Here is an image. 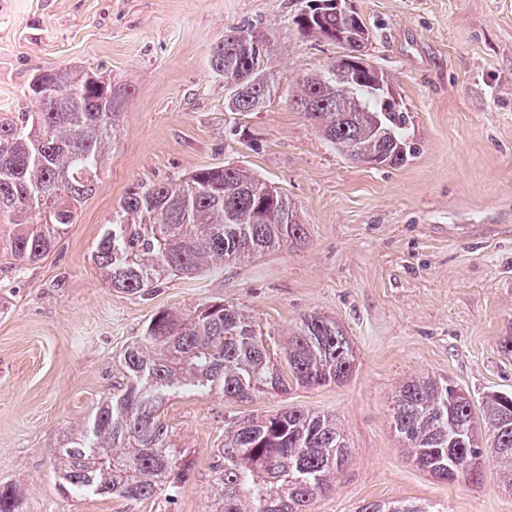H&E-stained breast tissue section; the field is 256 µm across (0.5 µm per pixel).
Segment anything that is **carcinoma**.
<instances>
[{"label": "carcinoma", "instance_id": "carcinoma-1", "mask_svg": "<svg viewBox=\"0 0 512 512\" xmlns=\"http://www.w3.org/2000/svg\"><path fill=\"white\" fill-rule=\"evenodd\" d=\"M294 23L303 34L344 49L302 80L293 102L316 122L339 153L376 167L415 157L419 144L409 113L378 95L387 73L364 58L369 31L357 12L331 0L307 4ZM270 38L247 25L212 53L213 70L229 91L225 108L258 111L274 78L265 66ZM52 93L28 112L0 113V254L37 263L75 223L95 190L112 150L128 94L109 83L87 84L76 67L48 70ZM301 245L305 230L281 189L233 163L203 168L188 180L128 193L103 225L91 260L116 291L146 296L170 276H190L224 264ZM354 349L335 321L301 319L283 354L268 347L248 310L224 301L191 313L163 310L119 356L123 383L56 448L61 487L73 494L143 501L165 489L175 495L191 470L176 447L164 406L188 390H209L237 402L302 387L336 384L353 371ZM391 427L414 464L442 482L463 476L448 464L490 452L500 484L512 488V394L471 396L432 376L400 385ZM490 442L489 448L482 441ZM349 457L336 416L292 407L273 416H243L224 424L214 450L212 512H311ZM22 491L0 484V512H19ZM357 512H438L428 503L369 502Z\"/></svg>", "mask_w": 512, "mask_h": 512}]
</instances>
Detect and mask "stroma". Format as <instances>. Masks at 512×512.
I'll return each mask as SVG.
<instances>
[{"label": "stroma", "mask_w": 512, "mask_h": 512, "mask_svg": "<svg viewBox=\"0 0 512 512\" xmlns=\"http://www.w3.org/2000/svg\"><path fill=\"white\" fill-rule=\"evenodd\" d=\"M369 59L412 120L419 154L400 166L353 162L293 108L299 80L341 55L301 35L304 0H0V113L30 105L43 70L78 65L126 84L122 117L96 191L36 264L0 257V483L21 512H209L212 453L227 420L305 407L336 415L347 463L315 512L410 500L446 512H512L495 468L435 481L391 428L396 387L430 374L479 399L512 391V0H351ZM273 47L274 90L233 119L213 49L244 25ZM226 163L295 203L304 245H286L139 297L108 288L90 254L127 192ZM223 300L247 309L276 345L301 317L336 320L357 361L342 385L240 403L200 390L164 414L193 470L176 495L142 502L68 494L54 450L122 380L118 356L161 310Z\"/></svg>", "instance_id": "1"}]
</instances>
